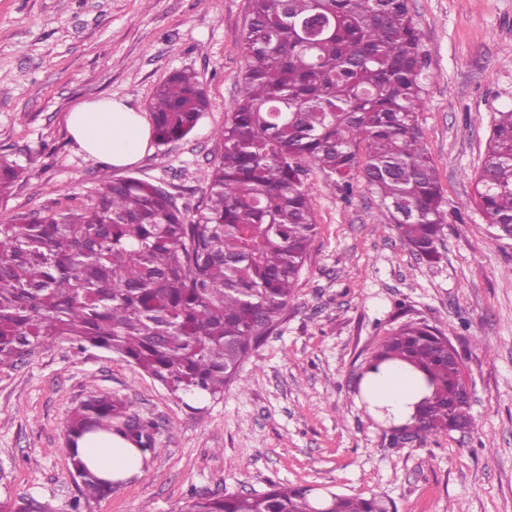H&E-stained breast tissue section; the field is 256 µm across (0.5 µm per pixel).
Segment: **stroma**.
<instances>
[{
    "label": "stroma",
    "mask_w": 512,
    "mask_h": 512,
    "mask_svg": "<svg viewBox=\"0 0 512 512\" xmlns=\"http://www.w3.org/2000/svg\"><path fill=\"white\" fill-rule=\"evenodd\" d=\"M427 71L419 114L446 201L430 263L376 225L378 201L304 178L317 233L283 321L246 360V385L178 396L99 348L61 340L0 365V512H180L196 494L312 486L377 498L387 512H512V240L474 198L494 113L512 108V0H410ZM251 0H0V157L24 171L0 221L65 206L102 164L65 124L77 102L127 98L148 112L168 73L189 70L211 106L185 139L150 143L113 178L162 184L194 213L240 96ZM443 329L470 389L471 429L401 441L364 403L360 375L393 328ZM123 400L154 427L140 473L83 498L67 432L89 392Z\"/></svg>",
    "instance_id": "obj_1"
}]
</instances>
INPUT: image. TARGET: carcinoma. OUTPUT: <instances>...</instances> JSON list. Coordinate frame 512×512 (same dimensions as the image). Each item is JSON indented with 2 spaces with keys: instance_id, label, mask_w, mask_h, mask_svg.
I'll list each match as a JSON object with an SVG mask.
<instances>
[{
  "instance_id": "cac0c4a2",
  "label": "carcinoma",
  "mask_w": 512,
  "mask_h": 512,
  "mask_svg": "<svg viewBox=\"0 0 512 512\" xmlns=\"http://www.w3.org/2000/svg\"><path fill=\"white\" fill-rule=\"evenodd\" d=\"M241 96L217 132L201 205L180 211L164 186L103 173L84 198L0 222V365L67 338L106 349L185 395L244 384L245 359L281 321L316 234L307 167L348 193L361 179L379 201L377 224L434 262L444 197L418 123L426 87L422 33L409 0H252ZM202 83L170 73L150 101L153 137H187L208 110ZM21 169L0 158V202ZM475 199L512 238V109L496 113ZM426 324L392 330L366 364L400 361L427 392L413 436L472 426L458 353ZM150 426L93 393L67 444L86 434L154 447ZM80 492L112 494L69 452ZM386 512L374 499L274 484L261 493L199 495L181 512Z\"/></svg>"
}]
</instances>
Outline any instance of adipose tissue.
I'll return each instance as SVG.
<instances>
[{
	"label": "adipose tissue",
	"mask_w": 512,
	"mask_h": 512,
	"mask_svg": "<svg viewBox=\"0 0 512 512\" xmlns=\"http://www.w3.org/2000/svg\"><path fill=\"white\" fill-rule=\"evenodd\" d=\"M66 122L81 151L114 168L138 162L152 137L147 118L126 99L101 98L81 102L69 111ZM361 389L377 404L387 407L398 425L409 421L410 405L421 397L414 371L401 364L388 365L380 372L367 374ZM79 455L97 477L115 482L135 475L144 459L140 448L107 433L83 438L79 443Z\"/></svg>",
	"instance_id": "ef3b65f1"
}]
</instances>
